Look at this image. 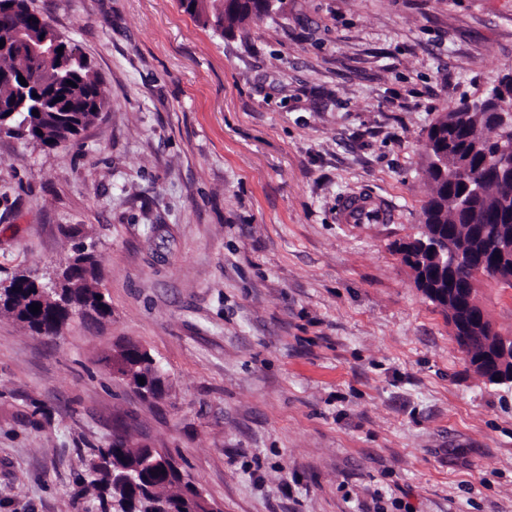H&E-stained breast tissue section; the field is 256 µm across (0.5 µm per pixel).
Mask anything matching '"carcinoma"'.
Wrapping results in <instances>:
<instances>
[{
  "instance_id": "carcinoma-1",
  "label": "carcinoma",
  "mask_w": 512,
  "mask_h": 512,
  "mask_svg": "<svg viewBox=\"0 0 512 512\" xmlns=\"http://www.w3.org/2000/svg\"><path fill=\"white\" fill-rule=\"evenodd\" d=\"M11 6L0 11V133L26 138L42 147L54 148L71 141L103 112L109 103L102 82L81 47L63 40L68 63L49 71L31 59L25 42L35 37L54 35L56 30L40 14L30 10L27 0H10ZM189 11L205 26L231 34L247 22H258L278 9L283 0H240L232 10H224L222 0H193ZM39 80V94L25 90L18 77L24 73ZM74 85L67 84V81ZM38 114H32V111ZM489 119L469 109L462 97L447 115L439 117L428 129L427 140L437 161L448 158V170L436 161L429 162L427 177L431 193L423 206V224L431 234L448 238L462 253L478 256L484 263L483 275L493 279L494 253L490 250L498 226L512 224V212L505 214L496 204L512 198V180L497 179L488 172L486 158L500 145ZM481 181V192L469 194L460 209L455 198L467 183ZM403 262L414 277L426 275L431 291L469 288L478 279V262L465 261L448 275L435 272L433 259L404 257ZM101 270L94 252L79 249L71 256L60 275L61 292L54 294L55 305H42L38 313L31 305L39 302L41 282L17 275L0 294V315L25 324L38 335L55 333L58 325L74 316L105 320L112 316V306L100 288ZM498 333L479 334L468 343H458L470 361L483 356L496 344ZM144 356H124L122 374L129 384L146 377L152 365L142 366ZM146 448H128L120 435L112 437L105 448H92L85 460V471L78 475L82 493L98 500L100 512H199L203 506L190 498L191 480L168 478L164 467L147 474L143 467Z\"/></svg>"
}]
</instances>
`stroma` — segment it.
<instances>
[{"mask_svg": "<svg viewBox=\"0 0 512 512\" xmlns=\"http://www.w3.org/2000/svg\"><path fill=\"white\" fill-rule=\"evenodd\" d=\"M28 5L110 104L51 149L0 134V283L81 241L112 316H0V512H99L80 458L122 427L218 512H512V387L394 251L424 229L429 127L512 69V0H284L226 36L179 0ZM359 191L395 223H340ZM476 289L512 336V288ZM127 341L162 397L113 372Z\"/></svg>", "mask_w": 512, "mask_h": 512, "instance_id": "35a3bbf8", "label": "stroma"}]
</instances>
